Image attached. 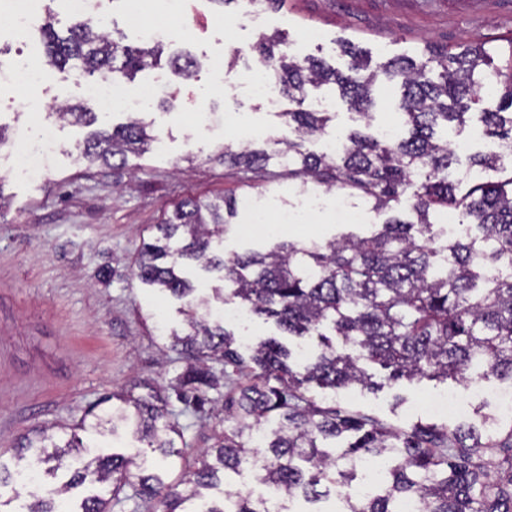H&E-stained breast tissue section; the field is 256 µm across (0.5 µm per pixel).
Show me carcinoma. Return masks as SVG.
<instances>
[{
    "instance_id": "cac0c4a2",
    "label": "carcinoma",
    "mask_w": 512,
    "mask_h": 512,
    "mask_svg": "<svg viewBox=\"0 0 512 512\" xmlns=\"http://www.w3.org/2000/svg\"><path fill=\"white\" fill-rule=\"evenodd\" d=\"M52 66L71 65L82 74L129 79L161 62L163 43L131 47L85 19L60 37L43 28ZM284 40L261 36L253 46L260 66L281 94L296 105L285 113L287 134L277 148L224 146V164L251 171L275 166L288 177L360 196L385 220L369 237L342 234L322 243L276 241L265 252L224 256L219 248L236 201L188 198L153 226V241L135 261V276L184 302L188 331L169 336L184 367L169 384L185 408L201 410L205 392L219 386L209 366L224 361V376L248 375L229 390L228 425L200 452L196 466L175 483L152 468V461L184 459L186 427L169 409L166 388L143 381L119 394L115 403L69 426L62 436L36 430L24 436L14 458L38 464L43 491L29 496L19 512H65L64 495L88 478L107 487L85 497L78 512H112L124 501L147 512H187L182 505L204 499L228 470L249 469L256 482L290 499L317 502L327 483L347 491L344 512H399L416 499L421 512H512V420L480 415L477 424L453 429L417 425L396 431L359 412L322 407L302 389L311 384L336 389L351 384L372 388L362 359L402 377L463 381L482 369L512 383V73L494 72L485 47L431 54L419 62L397 58L372 68L353 44L340 70L326 61L303 60L284 48ZM167 63L189 78L198 63L172 55ZM494 73L504 92L496 109L479 120L492 148L469 157V166L451 176L457 161L444 136L448 124L465 123L480 101L485 77ZM400 82L399 108L407 135L378 138L357 129L336 154L315 152L307 144L327 133L336 113L304 107L306 87L333 84L348 109L371 126L374 88L380 76ZM57 115L88 126L97 113L65 104ZM151 123L132 118L112 129L96 130L77 143L79 157L105 165H124L130 153L147 152L155 137ZM478 169L485 178L460 187ZM407 199L408 215L396 213ZM453 209L467 225L463 235L437 244L440 233L430 214ZM191 265L218 275L224 287L197 298L185 276ZM238 303L264 316L290 336H316L320 352L296 370L282 342H258L249 356L240 353L235 333L214 307ZM337 337L334 343L331 337ZM105 436L120 429L151 449L153 460L137 464L121 454L95 455L67 481H55L66 457L84 447L79 432ZM387 463L377 492L349 493L360 466ZM131 494L121 496L125 489ZM200 512H265V501L224 490L217 504Z\"/></svg>"
}]
</instances>
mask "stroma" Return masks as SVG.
I'll use <instances>...</instances> for the list:
<instances>
[{
	"mask_svg": "<svg viewBox=\"0 0 512 512\" xmlns=\"http://www.w3.org/2000/svg\"><path fill=\"white\" fill-rule=\"evenodd\" d=\"M113 38L137 46L134 26L167 21L176 32L174 51H186L199 66L192 78L168 65L136 73L124 95L163 78L176 96L171 111L157 102L144 110L157 146L125 165L105 167L77 158L73 144L88 134L73 120L48 112H24L28 90L0 82V125L8 135L24 131L30 144L45 133L56 143L46 172L12 170L10 151H0V461L13 464L12 449L22 434L79 419L104 394L149 378L168 384L183 367L169 347L166 329H183L182 304L141 284L134 260L152 227L187 197L227 195L238 202L234 228L224 237V253L266 251L273 238L292 242L328 240L354 233L370 235L380 218L363 204L343 213L339 193L302 186L281 169L242 172L225 167L220 146L273 143L284 133L279 109L248 89L247 51L260 35L286 38L299 58L316 57L344 67L339 44L358 45L372 66L391 59L422 57L425 50L460 51L484 45L499 69L512 64V0H277L253 7L238 0L222 8L214 0H148L137 22L128 0H103ZM246 52L244 62L224 72L209 60ZM275 223V235L254 226V213ZM375 388L358 385L312 389L322 404L371 414L395 429L417 424L454 427L474 420L477 408L493 411L508 381L490 376L472 382L401 380L385 383L379 364L362 361ZM226 386L209 391L202 412L182 413L188 455L211 446L224 428ZM454 396L449 415L428 412V403Z\"/></svg>",
	"mask_w": 512,
	"mask_h": 512,
	"instance_id": "1",
	"label": "stroma"
}]
</instances>
